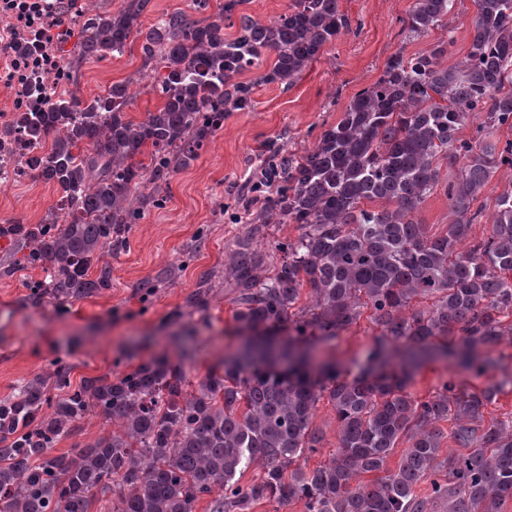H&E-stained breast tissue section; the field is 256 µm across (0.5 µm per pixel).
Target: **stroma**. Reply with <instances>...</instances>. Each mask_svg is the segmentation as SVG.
<instances>
[{
    "label": "stroma",
    "mask_w": 512,
    "mask_h": 512,
    "mask_svg": "<svg viewBox=\"0 0 512 512\" xmlns=\"http://www.w3.org/2000/svg\"><path fill=\"white\" fill-rule=\"evenodd\" d=\"M411 5L412 0H341L349 32L327 45L292 86L260 87L254 111L233 113L199 158L173 175L166 206L133 225L128 248L113 257L111 288L62 307L47 298L30 299L28 285L42 278L41 270L0 276V399L56 358L63 359L75 386L118 365L157 357L191 382L219 367L241 342L233 321L234 294L224 286V250L243 228L237 212L226 205L230 192L243 185L250 162L269 144L292 152L311 148L399 47L413 53L429 46L426 38L403 42L401 21ZM141 65L135 42L121 58L85 63L79 92L89 97L112 83L141 79L144 88L129 108L130 116L140 119L160 104ZM56 195L49 184L0 189V213L31 224L50 211ZM167 267L173 277L159 280ZM204 277L212 279L215 295L209 310L198 312L188 298ZM378 334L364 316L336 338L316 342L315 353L352 377ZM495 378L492 372L474 376L430 362L416 371L407 390L425 399L446 380L481 388Z\"/></svg>",
    "instance_id": "obj_1"
}]
</instances>
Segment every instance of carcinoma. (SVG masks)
Instances as JSON below:
<instances>
[{"label": "carcinoma", "instance_id": "1", "mask_svg": "<svg viewBox=\"0 0 512 512\" xmlns=\"http://www.w3.org/2000/svg\"><path fill=\"white\" fill-rule=\"evenodd\" d=\"M150 2L93 14L72 71L139 40L161 105L133 120L132 79L58 104L42 119L55 131L44 176L70 204L49 224L0 225L19 263L45 273L30 288L37 299L71 305L111 287L112 256L129 246L132 225L164 206L173 174L228 116L254 110L258 87L292 83L350 30L340 0H294L269 23L238 14L247 0H223L207 17L177 11L144 29ZM450 2L413 0L404 46L379 78L310 150L258 157L250 188L234 196L245 215L224 251L245 338L235 360L194 384L152 359L74 388L52 361L0 399V512H90L98 494L112 512H194L206 497L209 512H249L260 501L274 512L297 501L304 512H502L512 499V415H485L502 384L445 382L426 400L406 392L410 370L442 358L488 373L499 362L487 353L512 336L503 324L512 315V179L488 236L460 249L483 217L473 204L499 169L512 171V141L494 140L512 131V0H473L457 66L446 61ZM235 14L228 37L224 20ZM438 29L447 37L406 52ZM250 70L258 76L240 79ZM478 112L483 122L460 137ZM441 183L455 219L431 236L415 217ZM271 224H294L298 236L263 250ZM305 288L310 304L300 307ZM366 310L380 334L364 371L350 380L325 364L313 373L309 340L336 337ZM323 398L336 413V449L304 469L297 461L321 442L312 420ZM91 411L108 435L54 454ZM446 438L462 452L444 455ZM254 463L260 472L240 483ZM367 473L375 478L363 481Z\"/></svg>", "mask_w": 512, "mask_h": 512}]
</instances>
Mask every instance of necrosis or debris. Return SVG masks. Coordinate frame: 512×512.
I'll list each match as a JSON object with an SVG mask.
<instances>
[{
	"label": "necrosis or debris",
	"instance_id": "1",
	"mask_svg": "<svg viewBox=\"0 0 512 512\" xmlns=\"http://www.w3.org/2000/svg\"><path fill=\"white\" fill-rule=\"evenodd\" d=\"M93 0H0V189L36 181L51 133L36 127L68 92L67 60Z\"/></svg>",
	"mask_w": 512,
	"mask_h": 512
}]
</instances>
